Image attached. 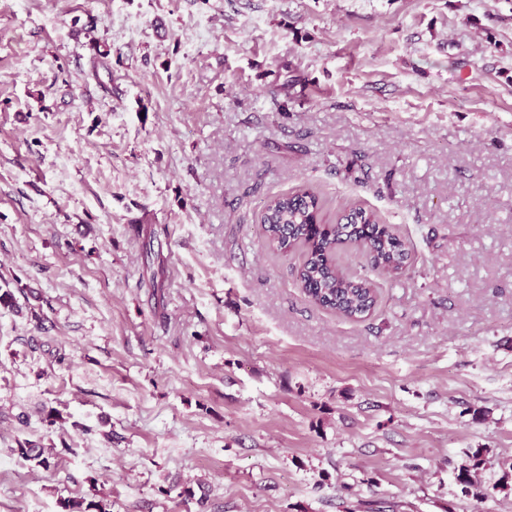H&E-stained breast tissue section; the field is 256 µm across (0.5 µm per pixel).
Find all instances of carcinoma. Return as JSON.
Wrapping results in <instances>:
<instances>
[{"instance_id":"obj_1","label":"carcinoma","mask_w":512,"mask_h":512,"mask_svg":"<svg viewBox=\"0 0 512 512\" xmlns=\"http://www.w3.org/2000/svg\"><path fill=\"white\" fill-rule=\"evenodd\" d=\"M325 201L309 188L270 198L260 212L266 247L278 254L297 257L296 281L316 306L349 320H358L372 310L375 291L372 281L342 270L338 249L351 245L364 255L374 271L392 275L405 273L411 255L410 242L392 224L355 206L335 223L323 221ZM473 464L463 466L457 481L474 486L471 470L483 463L482 450L472 455ZM64 512H108L98 501L67 500Z\"/></svg>"}]
</instances>
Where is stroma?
<instances>
[{
  "mask_svg": "<svg viewBox=\"0 0 512 512\" xmlns=\"http://www.w3.org/2000/svg\"><path fill=\"white\" fill-rule=\"evenodd\" d=\"M303 185L413 246L363 319ZM1 287L0 512H512V0H0ZM325 201L309 188L270 198L260 212L266 247L297 257L296 281L316 306L349 320L372 310V281L342 270L338 249L351 245L364 255L373 271L405 273L410 242L392 224H381L377 215L361 206L335 223L323 222Z\"/></svg>",
  "mask_w": 512,
  "mask_h": 512,
  "instance_id": "obj_1",
  "label": "stroma"
}]
</instances>
